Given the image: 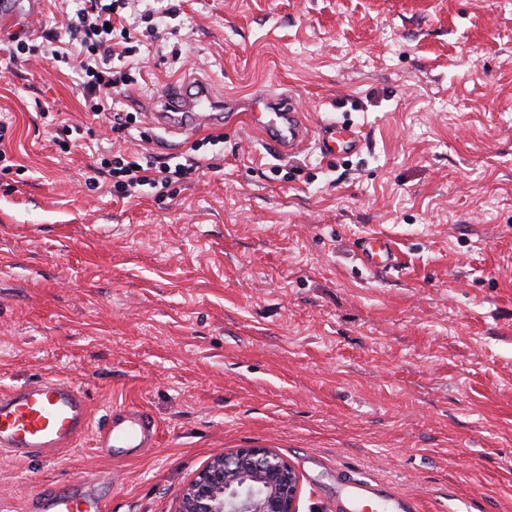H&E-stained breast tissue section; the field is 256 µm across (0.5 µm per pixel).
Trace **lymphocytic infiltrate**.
I'll use <instances>...</instances> for the list:
<instances>
[{"label":"lymphocytic infiltrate","mask_w":512,"mask_h":512,"mask_svg":"<svg viewBox=\"0 0 512 512\" xmlns=\"http://www.w3.org/2000/svg\"><path fill=\"white\" fill-rule=\"evenodd\" d=\"M75 18L69 19L64 32L52 33L46 45L17 40L15 53L40 56L50 53L52 60L76 62L84 107L94 115L113 117V131H122V116L117 105L126 86L134 81L133 72L142 56L134 45L132 27L144 26L151 41H160V23L153 10L144 8V0H78ZM99 174L111 177V192L124 199L139 197L144 187L168 188L191 179L203 168H217L216 158L185 155L183 162L170 164L155 153L137 152L118 162L98 152Z\"/></svg>","instance_id":"1"}]
</instances>
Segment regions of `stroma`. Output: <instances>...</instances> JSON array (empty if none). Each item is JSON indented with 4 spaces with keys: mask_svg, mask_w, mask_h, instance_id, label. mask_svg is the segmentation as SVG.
Listing matches in <instances>:
<instances>
[{
    "mask_svg": "<svg viewBox=\"0 0 512 512\" xmlns=\"http://www.w3.org/2000/svg\"><path fill=\"white\" fill-rule=\"evenodd\" d=\"M0 21V118L23 173L0 172V390L84 386L93 428L51 459L0 460V512L48 486L103 512H177L214 457L272 448L299 477L298 512H336L337 475L377 481L420 512H512V0H150L191 60L146 61L125 91L155 112L195 77L245 104L292 95L312 129L361 127L362 149L278 159L243 122L107 134L74 74L10 61L39 5ZM112 153L192 145L224 166L119 199L89 186L38 106ZM390 237L369 275L355 243ZM134 402L156 448L115 460L95 426Z\"/></svg>",
    "mask_w": 512,
    "mask_h": 512,
    "instance_id": "35a3bbf8",
    "label": "stroma"
}]
</instances>
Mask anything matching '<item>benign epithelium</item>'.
<instances>
[{"instance_id":"7a95c632","label":"benign epithelium","mask_w":512,"mask_h":512,"mask_svg":"<svg viewBox=\"0 0 512 512\" xmlns=\"http://www.w3.org/2000/svg\"><path fill=\"white\" fill-rule=\"evenodd\" d=\"M299 478L272 448L213 458L182 490L178 512H297Z\"/></svg>"}]
</instances>
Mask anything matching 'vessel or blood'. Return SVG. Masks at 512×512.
<instances>
[{
    "label": "vessel or blood",
    "mask_w": 512,
    "mask_h": 512,
    "mask_svg": "<svg viewBox=\"0 0 512 512\" xmlns=\"http://www.w3.org/2000/svg\"><path fill=\"white\" fill-rule=\"evenodd\" d=\"M246 112L263 142L284 159L314 136L326 155H351L362 145L363 135L358 128L335 120L325 122L320 134H313L304 113L287 95L255 92L246 102ZM235 115L232 101H218L206 82L195 80L171 85L156 119L161 125L186 130L228 124ZM359 256L369 271L392 269L399 264L392 240L384 235L363 239ZM89 426L88 397L74 383L43 378L0 392V452L16 459L44 457L69 448ZM96 438L103 454L129 456L156 447L158 430L147 412L128 404L113 408ZM366 502L374 503L380 512H419L414 498L388 495L380 483L337 481L338 512H360ZM33 504L34 512L100 510L94 497L78 490L44 489L36 493Z\"/></svg>",
    "instance_id": "obj_1"
}]
</instances>
